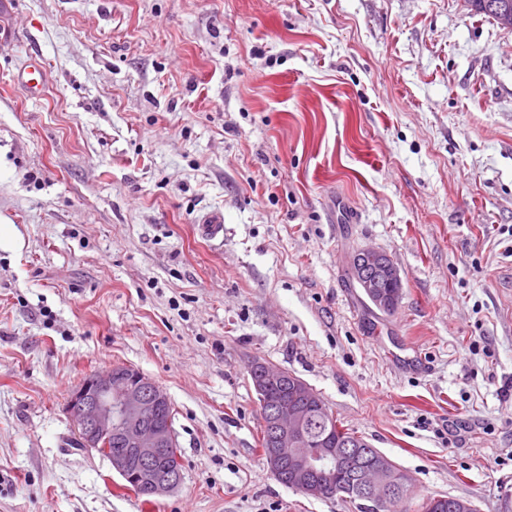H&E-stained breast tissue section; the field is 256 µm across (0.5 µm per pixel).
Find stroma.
<instances>
[{
    "label": "stroma",
    "mask_w": 512,
    "mask_h": 512,
    "mask_svg": "<svg viewBox=\"0 0 512 512\" xmlns=\"http://www.w3.org/2000/svg\"><path fill=\"white\" fill-rule=\"evenodd\" d=\"M13 2L0 512H355L271 473L256 360L406 472L409 512H512V31L463 0ZM365 247L393 313L350 278ZM115 364L170 398L166 496L71 445L70 392ZM355 274L357 283L366 296L383 311L390 313L398 302L401 290L399 271L392 259L384 252L375 248H364L358 252ZM383 288H390L385 293ZM456 499H463V497L434 496L427 498L420 508L422 512H460V508L469 512L473 508L474 504L471 501L473 505L468 502H459L460 508H457Z\"/></svg>",
    "instance_id": "35a3bbf8"
}]
</instances>
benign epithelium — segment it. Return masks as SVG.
<instances>
[{
  "label": "benign epithelium",
  "instance_id": "benign-epithelium-1",
  "mask_svg": "<svg viewBox=\"0 0 512 512\" xmlns=\"http://www.w3.org/2000/svg\"><path fill=\"white\" fill-rule=\"evenodd\" d=\"M355 274L366 296L381 309L397 305L401 279L392 259L375 248L358 252ZM263 385L277 383L282 373L266 365H252ZM307 385L294 380L288 395L270 402L263 425L270 448L265 461L270 471L286 468L293 486L311 497L323 496L336 483L342 461L354 448H335L325 442L311 446L309 415L304 397ZM166 391L142 373L117 364L82 380L70 393L67 411L77 439L84 448L104 455L112 469L127 485H134L148 497L176 490L182 473L176 471L180 455L172 454L177 442L168 410ZM117 442L120 451H112ZM354 491L372 512H394L398 496L406 489L403 472L381 455L366 465L352 481Z\"/></svg>",
  "mask_w": 512,
  "mask_h": 512
}]
</instances>
